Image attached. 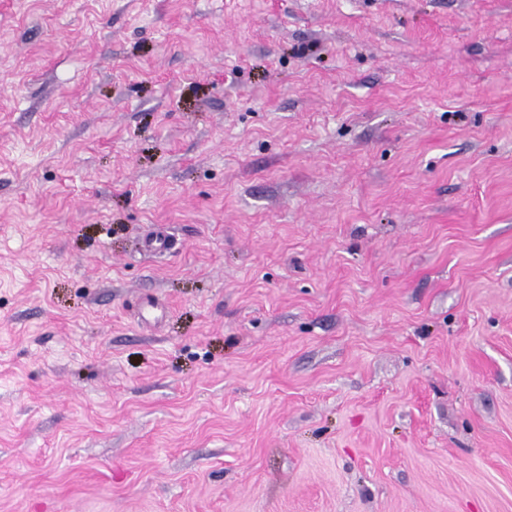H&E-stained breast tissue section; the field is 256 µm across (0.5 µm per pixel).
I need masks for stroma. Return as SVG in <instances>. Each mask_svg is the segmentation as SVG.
Returning a JSON list of instances; mask_svg holds the SVG:
<instances>
[{
  "instance_id": "obj_1",
  "label": "stroma",
  "mask_w": 512,
  "mask_h": 512,
  "mask_svg": "<svg viewBox=\"0 0 512 512\" xmlns=\"http://www.w3.org/2000/svg\"><path fill=\"white\" fill-rule=\"evenodd\" d=\"M0 512H512V0H0Z\"/></svg>"
}]
</instances>
